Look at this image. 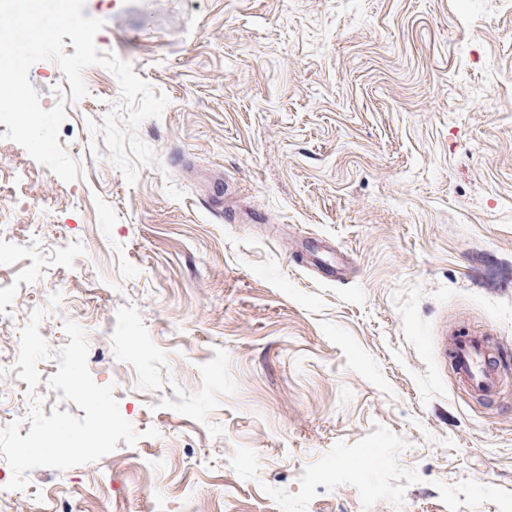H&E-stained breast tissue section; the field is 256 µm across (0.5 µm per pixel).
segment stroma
<instances>
[{
  "label": "stroma",
  "mask_w": 512,
  "mask_h": 512,
  "mask_svg": "<svg viewBox=\"0 0 512 512\" xmlns=\"http://www.w3.org/2000/svg\"><path fill=\"white\" fill-rule=\"evenodd\" d=\"M83 14L166 95L136 130L158 162L126 182L98 65L59 129L77 180L0 123V359L38 309L52 351L36 390L0 370V429L34 394L84 417L46 383L69 320L141 438L0 512H512V372L485 397L450 364L460 336L512 348V0ZM28 77L46 109L71 91Z\"/></svg>",
  "instance_id": "obj_1"
}]
</instances>
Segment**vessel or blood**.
<instances>
[{
	"instance_id": "b4317fda",
	"label": "vessel or blood",
	"mask_w": 512,
	"mask_h": 512,
	"mask_svg": "<svg viewBox=\"0 0 512 512\" xmlns=\"http://www.w3.org/2000/svg\"><path fill=\"white\" fill-rule=\"evenodd\" d=\"M453 367L473 392L491 395L501 385V374L489 337L470 335L457 339L452 350Z\"/></svg>"
}]
</instances>
